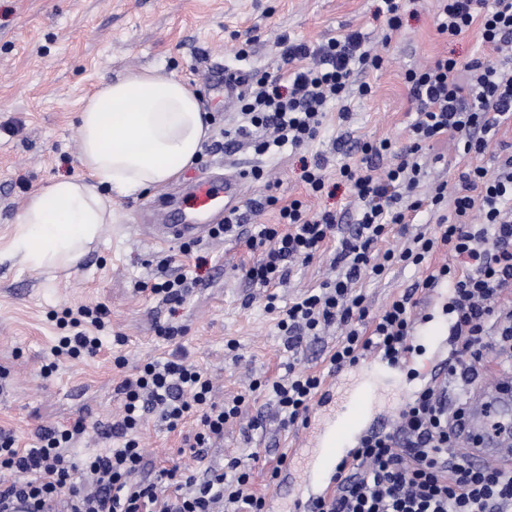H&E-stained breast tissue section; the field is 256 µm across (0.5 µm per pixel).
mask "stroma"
Here are the masks:
<instances>
[{
  "label": "stroma",
  "mask_w": 512,
  "mask_h": 512,
  "mask_svg": "<svg viewBox=\"0 0 512 512\" xmlns=\"http://www.w3.org/2000/svg\"><path fill=\"white\" fill-rule=\"evenodd\" d=\"M377 6V0H0V250L8 246L17 216L35 189L53 179L82 175L78 115L86 98L102 82L147 66L195 87L212 118L206 149L173 181L182 192H189L201 177L260 167L279 185L270 191L264 181H249L241 209L257 212L258 223L278 221L277 209L260 206L269 192L317 209L352 213L346 187L331 196L308 195L299 180L300 156L323 155L332 176L342 158L340 141L389 137L407 142L410 103L404 72L440 55L462 62L494 59L477 29L446 41L435 28L434 0H402L403 38L384 49L383 68L369 74L372 96L352 101L350 122L328 118L318 138L301 153L286 148L260 155L251 138L225 146V132L235 130L241 116L238 107L225 106L223 94L210 90L208 70L250 78L276 72L284 35L314 44L358 31L376 43L386 27ZM246 42L251 55L238 60L235 51ZM458 160L452 140L426 147L421 161L428 182L421 185V193H428L434 181L455 183ZM164 196L158 189L116 197L115 223L104 226L69 275H41L9 260L0 262V369L7 372L0 378V429L12 432L20 445L33 444L41 427L80 419L87 431L74 449L76 457L117 447L118 439L103 440L99 430L123 406L118 385L125 372L113 363L118 355L136 366L180 350L213 377L216 401L245 395V417L256 415L267 402L263 396L248 398L254 380L285 375L291 365L314 373L325 370L324 355L336 343L339 328H330L304 350L288 353L274 314L266 310V290L246 277L254 256L241 239L226 236L193 244V252L207 260L197 269L183 261L180 243H155L145 236L141 211L157 206ZM336 247L329 242L322 256L293 269L277 290L279 306L330 275ZM180 273L200 279L181 305L169 307L150 293L151 284ZM421 274L415 266L397 264L382 278L360 280L357 289L375 316ZM98 304L107 307L111 324L101 352L61 361L45 373L49 349L62 333L58 320L63 311ZM422 311L430 319L415 326L414 363L376 371L367 379L381 400L408 401L426 385L423 362L454 347L452 316L446 308L426 305ZM167 323L183 327V336L172 342L159 336L157 325ZM230 339L236 340L237 350L227 349ZM242 426V419L225 425L223 449L213 452V459L244 458L259 451L252 465V488L274 501L276 512H289L286 483L272 479L271 471L281 455L301 447L303 425L284 429L268 414L258 429L246 433ZM140 437L149 450L143 472L149 479L158 468L171 466L181 437L154 417Z\"/></svg>",
  "instance_id": "35a3bbf8"
}]
</instances>
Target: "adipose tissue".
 Segmentation results:
<instances>
[{
  "instance_id": "1",
  "label": "adipose tissue",
  "mask_w": 512,
  "mask_h": 512,
  "mask_svg": "<svg viewBox=\"0 0 512 512\" xmlns=\"http://www.w3.org/2000/svg\"><path fill=\"white\" fill-rule=\"evenodd\" d=\"M78 130L85 177L38 188L16 220L8 254L39 273L77 265L103 225L114 222L115 196L168 184L211 136L195 87L150 67L101 83Z\"/></svg>"
}]
</instances>
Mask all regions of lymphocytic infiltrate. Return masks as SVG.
<instances>
[{
    "instance_id": "1",
    "label": "lymphocytic infiltrate",
    "mask_w": 512,
    "mask_h": 512,
    "mask_svg": "<svg viewBox=\"0 0 512 512\" xmlns=\"http://www.w3.org/2000/svg\"><path fill=\"white\" fill-rule=\"evenodd\" d=\"M436 31L452 41L477 29L481 42L498 60L453 57L407 69L404 84L412 104L406 144L391 138L353 142L338 174L350 186L356 209L350 224L330 211H311L299 199L277 207L279 221L245 229L247 217L225 218L223 233H237L257 258L248 277L267 288L266 308L289 350L318 339L334 324L344 332L328 354L330 367L358 362L375 352L397 363L404 358L414 328L417 292L447 283L452 334L456 347L440 386H429L407 402L396 426L366 435L349 462L343 463L335 494L315 512H512V465L480 467L457 450L454 420L462 414L471 382L479 375L490 348L512 349V313L500 312L512 294V155L495 170L479 165L499 128L512 124V0H436ZM287 76L256 79L243 97L245 119L235 134L265 131L256 150L298 149L315 140L328 112L338 122L350 117L351 95L370 97L369 72L384 57L360 32L340 34L308 45L280 40ZM451 137L469 163L455 184L435 182L428 195L418 188L425 176L423 146ZM437 213L433 232L408 238L402 249L380 244L398 224L413 223L422 211ZM339 239L333 263L335 278L277 306L273 289L297 263H308L332 239ZM449 262L394 297L378 316H370L364 295L354 289L362 277H382L396 264L421 266L438 246ZM66 335L49 354L53 360L96 355L108 327L105 306L65 311ZM323 375L289 369L282 379L254 381L251 391L270 396L282 426L308 422ZM119 389L123 410L105 429L104 438L122 445L75 462L69 453L85 433L82 421L42 427L36 446L19 447L14 434L0 431V512H14L24 500L30 512H264L265 499L251 489V469L241 459L208 466L210 448L224 441V427L238 418L244 397L216 402L209 375L184 359L151 360L136 366ZM159 415L168 431L182 432L179 455L187 463L163 468L152 479L140 477L148 451L139 438L149 415ZM195 429L184 431L188 417Z\"/></svg>"
}]
</instances>
